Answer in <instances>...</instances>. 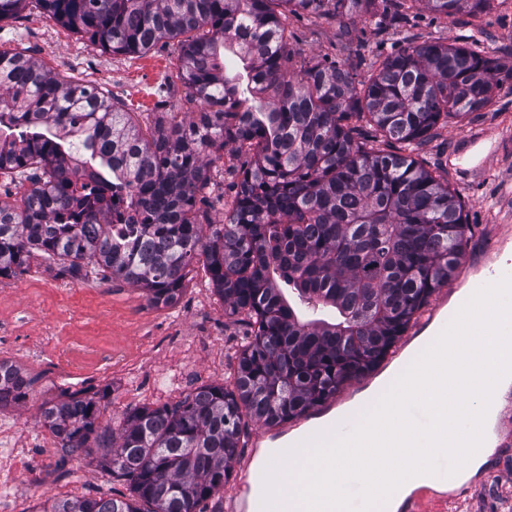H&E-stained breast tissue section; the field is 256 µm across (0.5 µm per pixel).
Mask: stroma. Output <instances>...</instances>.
<instances>
[{
	"instance_id": "35a3bbf8",
	"label": "stroma",
	"mask_w": 512,
	"mask_h": 512,
	"mask_svg": "<svg viewBox=\"0 0 512 512\" xmlns=\"http://www.w3.org/2000/svg\"><path fill=\"white\" fill-rule=\"evenodd\" d=\"M286 23L296 67L311 56L342 61L359 53L370 62L410 43L430 41L467 45L504 66L482 110L436 128L414 152L426 167L438 170L465 205L471 230L463 257L447 286L431 295L375 372L348 382L328 400L330 413L336 414L349 410L377 376L407 356L419 341L418 327L450 289L464 293L486 284V277L472 272L481 241L512 225V0H490L481 18L465 16L448 25L425 8L412 25L384 31L376 16L362 12L291 15ZM0 51L34 57L60 81L96 88L146 133L156 121L185 124L204 109L182 92L176 39L142 53H111L30 5L0 22ZM475 129L486 133L484 146L494 158L481 182L467 183L459 174L466 159L452 158L450 152ZM207 161L210 184L197 194L196 208L205 222L220 224L224 202L240 180L233 144L211 149ZM247 330L239 316L225 313L198 263L170 305L153 304L142 289L102 267L86 266L75 277L41 256L16 275L0 277V359L21 366L31 389L25 403L0 409V419L17 429L19 448L34 451L27 469L7 488L14 512H35L39 503L58 496L119 498L128 493L127 483L112 477L97 456L63 452L39 421L40 404L66 393L100 391L101 424L120 430L126 414L136 408L172 405L198 386L223 383ZM499 424L509 442L490 456L473 482L474 494L451 500L421 489L418 512H512V416L500 418Z\"/></svg>"
}]
</instances>
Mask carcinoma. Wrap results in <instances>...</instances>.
Wrapping results in <instances>:
<instances>
[{"instance_id": "carcinoma-1", "label": "carcinoma", "mask_w": 512, "mask_h": 512, "mask_svg": "<svg viewBox=\"0 0 512 512\" xmlns=\"http://www.w3.org/2000/svg\"><path fill=\"white\" fill-rule=\"evenodd\" d=\"M34 2L111 52L187 35L180 78L209 110L146 138L95 89L0 52V173L38 172L22 205L0 198V277L40 253L73 275L97 264L168 305L198 259L224 311L250 326L224 383L137 408L117 433L100 425L93 396L42 403L39 421L61 447L97 452L129 496L54 497L37 512H223L243 417L274 427L307 415L368 375L448 283L470 231L463 206L436 171L382 145L416 147L481 110L502 70L466 46L424 42L364 75L360 54L295 72L282 16L365 11L392 27L418 3L453 22L489 0ZM227 52L242 64L232 74ZM226 141L247 168L224 223L204 224L206 152ZM114 183L132 188L143 223H88L112 209ZM29 386L0 359V407L25 401Z\"/></svg>"}]
</instances>
